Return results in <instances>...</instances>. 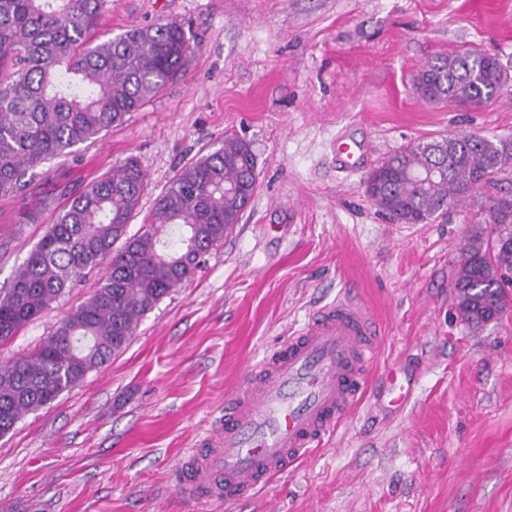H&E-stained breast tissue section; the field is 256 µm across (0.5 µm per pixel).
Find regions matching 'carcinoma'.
<instances>
[{"instance_id": "cac0c4a2", "label": "carcinoma", "mask_w": 512, "mask_h": 512, "mask_svg": "<svg viewBox=\"0 0 512 512\" xmlns=\"http://www.w3.org/2000/svg\"><path fill=\"white\" fill-rule=\"evenodd\" d=\"M107 0H0V196L24 195L33 170L76 154L155 97L189 50L170 21L95 42ZM497 58L473 48L435 57L418 84L431 103L474 108L502 95ZM512 166V140L457 133L413 144L375 169L368 194L400 224H426ZM437 176L425 183L414 174ZM256 157L238 137L183 167L140 230L128 234L146 184L133 157L72 199L0 296V341L51 309L81 278L100 286L53 337L0 367V435L78 386L128 346L139 320L188 282L253 196ZM453 288L461 319L481 326L512 304V200L497 199L460 248Z\"/></svg>"}]
</instances>
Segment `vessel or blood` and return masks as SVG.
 Returning a JSON list of instances; mask_svg holds the SVG:
<instances>
[{
    "label": "vessel or blood",
    "mask_w": 512,
    "mask_h": 512,
    "mask_svg": "<svg viewBox=\"0 0 512 512\" xmlns=\"http://www.w3.org/2000/svg\"><path fill=\"white\" fill-rule=\"evenodd\" d=\"M381 340L351 292L312 315L227 393L223 426L180 462L186 489L231 505L309 459L362 400Z\"/></svg>",
    "instance_id": "vessel-or-blood-1"
}]
</instances>
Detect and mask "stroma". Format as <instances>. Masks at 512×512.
I'll return each instance as SVG.
<instances>
[{
  "label": "stroma",
  "mask_w": 512,
  "mask_h": 512,
  "mask_svg": "<svg viewBox=\"0 0 512 512\" xmlns=\"http://www.w3.org/2000/svg\"><path fill=\"white\" fill-rule=\"evenodd\" d=\"M176 21V79L76 156L0 197V292L59 211L126 157L147 186L136 233L186 163L233 134L255 193L194 277L139 322L127 348L0 437V512H512V307L479 327L456 309L457 246L512 197V167L426 224H395L364 181L384 157L457 132L512 139V85L463 111L415 89L421 66L477 47L512 75V0H109L98 40ZM365 145L347 165L337 139ZM89 273L0 342L33 350L94 295ZM354 287L383 334L367 399L324 448L233 508L173 476L249 367ZM415 393L388 404L385 371Z\"/></svg>",
  "instance_id": "35a3bbf8"
}]
</instances>
